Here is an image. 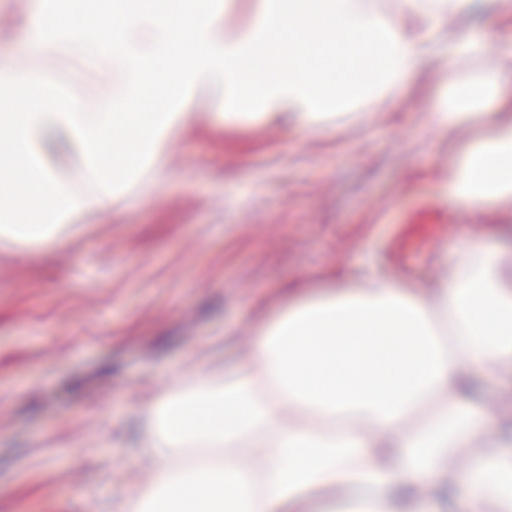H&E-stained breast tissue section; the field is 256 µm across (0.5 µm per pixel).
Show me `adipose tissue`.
Returning a JSON list of instances; mask_svg holds the SVG:
<instances>
[{
	"label": "adipose tissue",
	"instance_id": "ef3b65f1",
	"mask_svg": "<svg viewBox=\"0 0 512 512\" xmlns=\"http://www.w3.org/2000/svg\"><path fill=\"white\" fill-rule=\"evenodd\" d=\"M477 0H416L389 16L370 0H261L252 29L227 37L223 0H34L25 44H79L108 76L106 102L63 93L54 71L0 56V127L13 169L0 188V237L50 243L72 216L108 206L194 120L293 121L318 130L330 112L398 100L448 17ZM326 33L301 53L289 19ZM381 56L370 68L352 48ZM491 32L468 31L455 57L484 65L452 86L435 122L446 130L512 104ZM127 133L112 141L113 130ZM512 195V121L451 154L448 196L480 210ZM512 394V251L462 244L460 261L421 289L344 273L307 293L289 286L259 328L252 358L203 357L145 399L137 458L154 479L131 486L112 512H512V414L487 421L476 385ZM470 459L462 471L452 466Z\"/></svg>",
	"mask_w": 512,
	"mask_h": 512
}]
</instances>
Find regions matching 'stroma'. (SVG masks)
<instances>
[{
    "instance_id": "35a3bbf8",
    "label": "stroma",
    "mask_w": 512,
    "mask_h": 512,
    "mask_svg": "<svg viewBox=\"0 0 512 512\" xmlns=\"http://www.w3.org/2000/svg\"><path fill=\"white\" fill-rule=\"evenodd\" d=\"M30 0H0V54ZM472 61L418 71L397 106L361 102L317 132L193 123L153 170L61 242H0V512H112L146 471L121 440L149 392L200 353L245 357L289 283L336 271L428 284L462 239L512 249V199L478 218L445 197L432 119ZM234 336L233 344L223 342Z\"/></svg>"
}]
</instances>
